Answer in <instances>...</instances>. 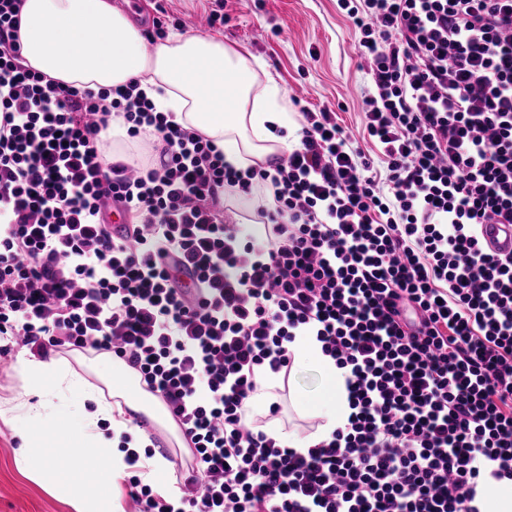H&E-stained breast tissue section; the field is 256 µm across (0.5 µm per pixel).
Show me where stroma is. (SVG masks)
<instances>
[{
  "label": "stroma",
  "mask_w": 512,
  "mask_h": 512,
  "mask_svg": "<svg viewBox=\"0 0 512 512\" xmlns=\"http://www.w3.org/2000/svg\"><path fill=\"white\" fill-rule=\"evenodd\" d=\"M163 5L168 31L200 36L199 20L214 9L226 14L211 35L227 47L258 58L263 68L256 87L274 80L291 116L301 109H335L338 122L353 134L362 131V97L369 81L355 50L353 25L336 0H124L123 10L142 34H150ZM317 378L297 373L290 388L279 391L277 414L259 416V424L276 423L300 435L320 423L313 415L298 416L291 393L310 398ZM21 441L15 423L0 419V512H74L69 502L23 474L17 461Z\"/></svg>",
  "instance_id": "stroma-1"
}]
</instances>
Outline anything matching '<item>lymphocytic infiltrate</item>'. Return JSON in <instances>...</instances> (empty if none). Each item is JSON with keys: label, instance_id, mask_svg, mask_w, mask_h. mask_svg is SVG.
<instances>
[{"label": "lymphocytic infiltrate", "instance_id": "lymphocytic-infiltrate-1", "mask_svg": "<svg viewBox=\"0 0 512 512\" xmlns=\"http://www.w3.org/2000/svg\"><path fill=\"white\" fill-rule=\"evenodd\" d=\"M21 4L0 0V335L115 355L177 420L203 492L133 476L140 512H482L512 482V256L481 235L512 225V0H338L381 157L305 109L270 171L235 170L138 83L43 80ZM115 117L157 162L106 154ZM228 188L271 198L263 235L226 221ZM305 333L350 414L301 453L246 413Z\"/></svg>", "mask_w": 512, "mask_h": 512}]
</instances>
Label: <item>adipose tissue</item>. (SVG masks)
<instances>
[{
	"mask_svg": "<svg viewBox=\"0 0 512 512\" xmlns=\"http://www.w3.org/2000/svg\"><path fill=\"white\" fill-rule=\"evenodd\" d=\"M92 30L99 39L88 40ZM18 36L24 66L46 79L93 91L138 81L157 111L173 113L175 122L212 140L235 168L271 165L289 148L287 139L276 134L291 124L277 85L267 83L262 93H255L252 61L219 38L173 32L163 43L148 45L112 0H23ZM292 349L297 365L313 368L322 380L314 407L322 423L304 437L277 432L276 440L309 448L343 426L350 409L334 361L322 353L316 338L297 337ZM18 371L21 389L0 402V418L26 425L23 447L41 441L70 446V471L89 464L110 480L122 477L127 468L123 455L113 453L114 443L124 439L130 449L146 447L145 432L130 418L142 407L141 396L130 392V369L108 370L104 391L57 357L20 356ZM76 392L85 405L74 411L69 398ZM103 419L108 427H100ZM48 422L54 423L53 431H44ZM89 448L95 449L94 457L86 456ZM18 465L67 498L75 512H103L92 486L63 478L56 456L43 452L35 460L21 458Z\"/></svg>",
	"mask_w": 512,
	"mask_h": 512,
	"instance_id": "adipose-tissue-1",
	"label": "adipose tissue"
}]
</instances>
